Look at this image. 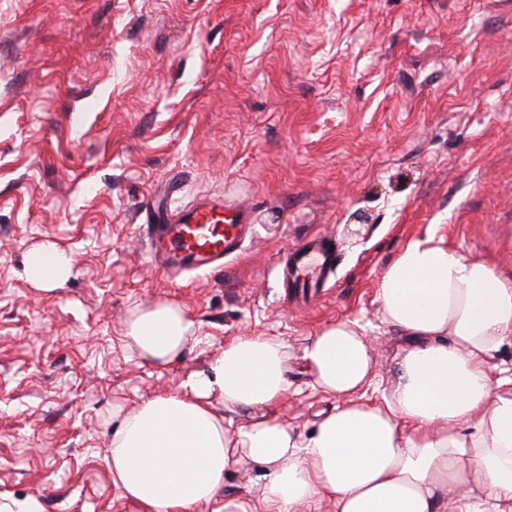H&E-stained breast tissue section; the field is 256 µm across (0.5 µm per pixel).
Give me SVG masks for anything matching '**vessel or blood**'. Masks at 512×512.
Wrapping results in <instances>:
<instances>
[{"label":"vessel or blood","instance_id":"1","mask_svg":"<svg viewBox=\"0 0 512 512\" xmlns=\"http://www.w3.org/2000/svg\"><path fill=\"white\" fill-rule=\"evenodd\" d=\"M150 256L158 272L204 273L223 267L226 257L238 254L253 235L252 205L244 197L204 194L175 206L164 223L147 227ZM336 246L323 235L287 254L282 285L291 296L327 286L334 273Z\"/></svg>","mask_w":512,"mask_h":512}]
</instances>
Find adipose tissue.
<instances>
[{
    "instance_id": "1",
    "label": "adipose tissue",
    "mask_w": 512,
    "mask_h": 512,
    "mask_svg": "<svg viewBox=\"0 0 512 512\" xmlns=\"http://www.w3.org/2000/svg\"><path fill=\"white\" fill-rule=\"evenodd\" d=\"M55 245L30 249L40 288L70 276ZM384 322L406 343L379 404L352 401L371 383L373 343L355 321L324 326L302 359L337 404L302 432L275 406L288 393V344L246 335L170 393L120 414L107 466L145 512H196L219 499L226 473L251 466L267 512L331 501L335 512H512V374L489 361L512 347V283L430 233L399 252L378 281ZM191 321L176 303L136 309L125 337L141 358L180 357ZM246 413L230 429L225 413Z\"/></svg>"
}]
</instances>
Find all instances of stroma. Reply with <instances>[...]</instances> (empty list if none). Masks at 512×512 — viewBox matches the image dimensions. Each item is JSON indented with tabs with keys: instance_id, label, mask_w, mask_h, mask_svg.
<instances>
[{
	"instance_id": "35a3bbf8",
	"label": "stroma",
	"mask_w": 512,
	"mask_h": 512,
	"mask_svg": "<svg viewBox=\"0 0 512 512\" xmlns=\"http://www.w3.org/2000/svg\"><path fill=\"white\" fill-rule=\"evenodd\" d=\"M161 187L250 197L252 240L159 274L135 216ZM432 230L512 279V0H0V512H144L106 465L113 411L236 337L287 340L297 428L333 404L301 360L320 327L358 321L389 375L378 281ZM315 233L335 281L286 298ZM45 242L73 258L52 290L23 275ZM163 300L193 327L162 369L124 329Z\"/></svg>"
}]
</instances>
